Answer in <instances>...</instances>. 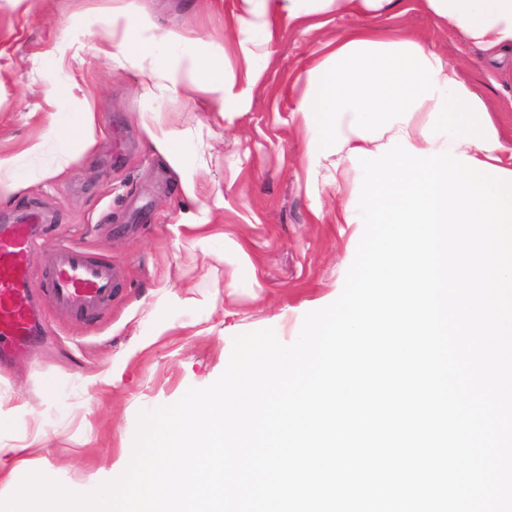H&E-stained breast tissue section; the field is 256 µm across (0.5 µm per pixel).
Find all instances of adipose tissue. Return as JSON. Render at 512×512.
Masks as SVG:
<instances>
[{
    "label": "adipose tissue",
    "instance_id": "1",
    "mask_svg": "<svg viewBox=\"0 0 512 512\" xmlns=\"http://www.w3.org/2000/svg\"><path fill=\"white\" fill-rule=\"evenodd\" d=\"M441 21L459 28L467 39L491 56L512 47V0H426ZM96 55L110 57L114 52L126 56L145 57L154 54L159 45L149 42L130 8L113 11L97 34ZM99 128L96 104L85 96L73 117L54 125L52 139L89 151L96 143Z\"/></svg>",
    "mask_w": 512,
    "mask_h": 512
}]
</instances>
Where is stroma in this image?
<instances>
[{
  "label": "stroma",
  "instance_id": "stroma-1",
  "mask_svg": "<svg viewBox=\"0 0 512 512\" xmlns=\"http://www.w3.org/2000/svg\"><path fill=\"white\" fill-rule=\"evenodd\" d=\"M122 0H0V159L43 138L98 101L103 135L54 177L34 178L0 201V221L37 205L53 226L37 253L69 240L123 266L112 305L91 320L41 306L42 338L0 363V406H21L0 424V448L25 460L0 473V499L40 473L79 492L117 479L139 416L174 404L225 371L235 337L273 329L293 343L305 315L342 292L363 227L345 223L343 198L360 193L359 159L318 145L317 125L297 107L308 71L355 29L414 42L455 67L480 95L512 157V52L489 60L442 23L426 0H392L365 15L306 0V16L236 25L240 0H135L151 39L177 30L185 44L143 60L95 56L101 23ZM223 53L234 88L208 109L184 92L193 60ZM157 79L143 84V67ZM74 85L76 97L53 93ZM173 132L170 163L152 138ZM193 193H186V186ZM172 327L153 334V321ZM96 385H88L90 377ZM59 393L49 399L47 381Z\"/></svg>",
  "mask_w": 512,
  "mask_h": 512
}]
</instances>
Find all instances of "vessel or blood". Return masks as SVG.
Returning a JSON list of instances; mask_svg holds the SVG:
<instances>
[{
    "label": "vessel or blood",
    "mask_w": 512,
    "mask_h": 512,
    "mask_svg": "<svg viewBox=\"0 0 512 512\" xmlns=\"http://www.w3.org/2000/svg\"><path fill=\"white\" fill-rule=\"evenodd\" d=\"M46 222L32 214L0 224V354L25 351L44 321L36 293H44L63 314L86 319L107 310L123 281L111 258L76 245H58L39 265L31 257Z\"/></svg>",
    "instance_id": "obj_1"
}]
</instances>
